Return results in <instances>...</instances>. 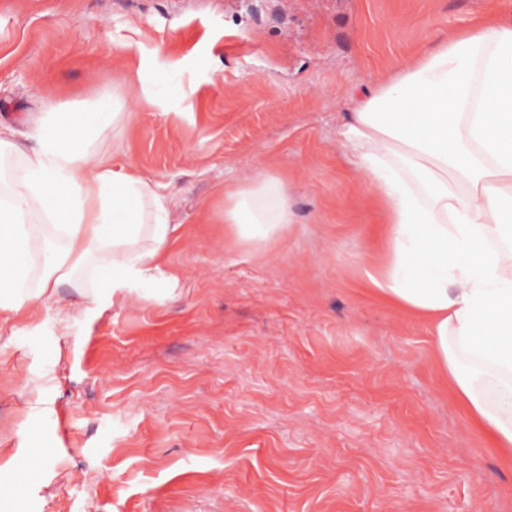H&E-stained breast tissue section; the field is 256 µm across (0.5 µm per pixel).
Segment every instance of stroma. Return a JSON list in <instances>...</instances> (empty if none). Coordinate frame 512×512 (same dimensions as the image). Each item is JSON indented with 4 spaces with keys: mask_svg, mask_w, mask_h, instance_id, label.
Segmentation results:
<instances>
[{
    "mask_svg": "<svg viewBox=\"0 0 512 512\" xmlns=\"http://www.w3.org/2000/svg\"><path fill=\"white\" fill-rule=\"evenodd\" d=\"M490 2L0 0L20 143L46 101L83 109L128 70L179 88H127L100 139L163 184L177 281L114 300L88 274L0 326V512H512V460L441 384L426 327L368 289L381 214L336 135L343 103ZM261 166L295 231L259 263L207 216Z\"/></svg>",
    "mask_w": 512,
    "mask_h": 512,
    "instance_id": "1",
    "label": "stroma"
}]
</instances>
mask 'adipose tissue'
<instances>
[{
  "label": "adipose tissue",
  "mask_w": 512,
  "mask_h": 512,
  "mask_svg": "<svg viewBox=\"0 0 512 512\" xmlns=\"http://www.w3.org/2000/svg\"><path fill=\"white\" fill-rule=\"evenodd\" d=\"M124 115L48 113L37 145L0 125V323L31 298L104 274L111 296L166 276L175 228L157 181L93 138ZM337 136L383 212L373 289L424 323L473 426L512 455V0L433 38L341 112ZM224 244L264 260L295 230L286 182L255 172L223 192Z\"/></svg>",
  "instance_id": "adipose-tissue-1"
}]
</instances>
